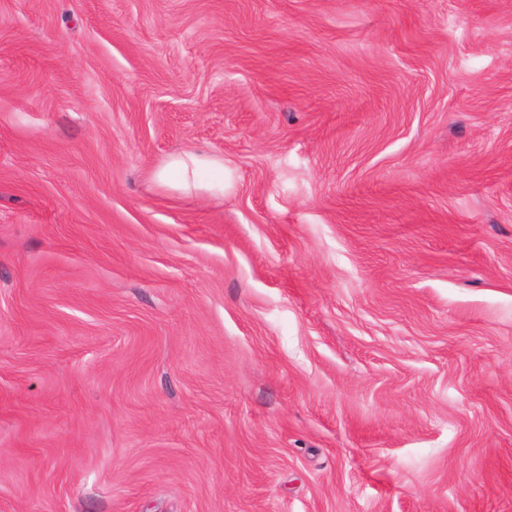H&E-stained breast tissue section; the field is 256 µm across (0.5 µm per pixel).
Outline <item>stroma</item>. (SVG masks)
<instances>
[{
	"mask_svg": "<svg viewBox=\"0 0 512 512\" xmlns=\"http://www.w3.org/2000/svg\"><path fill=\"white\" fill-rule=\"evenodd\" d=\"M0 512H512V0H0ZM218 171L220 178L204 182V171ZM156 180L166 186L182 190H197L207 193L224 194L223 158L193 151H182L171 155L155 173Z\"/></svg>",
	"mask_w": 512,
	"mask_h": 512,
	"instance_id": "1",
	"label": "stroma"
}]
</instances>
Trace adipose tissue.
<instances>
[{
  "label": "adipose tissue",
  "mask_w": 512,
  "mask_h": 512,
  "mask_svg": "<svg viewBox=\"0 0 512 512\" xmlns=\"http://www.w3.org/2000/svg\"><path fill=\"white\" fill-rule=\"evenodd\" d=\"M223 158L193 151H182L171 155L155 173L156 180L163 185L182 190H197L220 194L224 191L223 180L205 182L201 175L206 171H223Z\"/></svg>",
  "instance_id": "ef3b65f1"
}]
</instances>
